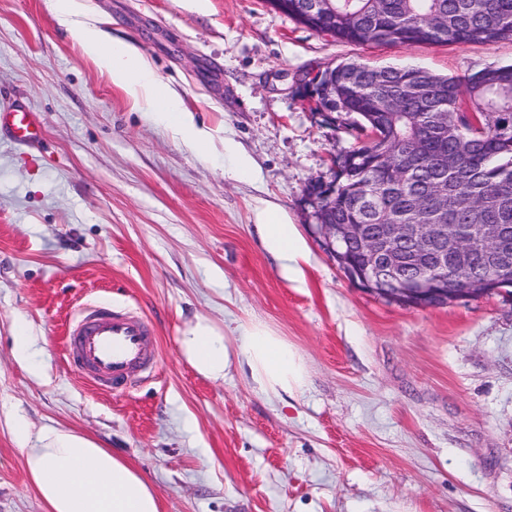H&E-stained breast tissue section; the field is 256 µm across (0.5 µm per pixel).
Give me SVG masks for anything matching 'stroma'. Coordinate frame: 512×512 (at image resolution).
Wrapping results in <instances>:
<instances>
[{
	"instance_id": "35a3bbf8",
	"label": "stroma",
	"mask_w": 512,
	"mask_h": 512,
	"mask_svg": "<svg viewBox=\"0 0 512 512\" xmlns=\"http://www.w3.org/2000/svg\"><path fill=\"white\" fill-rule=\"evenodd\" d=\"M135 41L213 135L202 153L113 84L52 0H0V110L26 105L35 143L0 131V512H45L13 423L88 436L155 486L162 512H512V288L433 309L355 287L309 228L308 184L358 146L298 84L356 59L463 76L512 41L354 45L265 0H82ZM255 174L226 176L224 139ZM284 210L306 253L284 279L254 221ZM91 303L143 316L152 368L110 395L66 361ZM229 348L262 323L303 358L292 397L256 393L238 362L200 376L178 338L196 317ZM24 331L29 358L15 351Z\"/></svg>"
}]
</instances>
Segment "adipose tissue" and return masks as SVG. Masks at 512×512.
Returning a JSON list of instances; mask_svg holds the SVG:
<instances>
[{"label":"adipose tissue","instance_id":"1","mask_svg":"<svg viewBox=\"0 0 512 512\" xmlns=\"http://www.w3.org/2000/svg\"><path fill=\"white\" fill-rule=\"evenodd\" d=\"M83 29L85 52L110 73L114 84L151 108L182 141L198 150L208 148L207 129L198 127L178 95L155 77L136 45L111 40L90 23ZM255 222L266 248L282 261L281 275L287 279L300 276L304 254L287 216L277 209L260 207ZM179 349L199 375L223 380L230 363L229 349L223 333L208 319L197 318L183 331ZM238 357L248 367L252 387L258 393L291 396L305 384L301 357L263 324H253L244 331ZM24 467L46 512H161L155 488L140 471L83 435L57 429L43 433L37 445L25 449Z\"/></svg>","mask_w":512,"mask_h":512}]
</instances>
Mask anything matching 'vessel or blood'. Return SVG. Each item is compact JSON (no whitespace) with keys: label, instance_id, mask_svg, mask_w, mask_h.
<instances>
[{"label":"vessel or blood","instance_id":"b4317fda","mask_svg":"<svg viewBox=\"0 0 512 512\" xmlns=\"http://www.w3.org/2000/svg\"><path fill=\"white\" fill-rule=\"evenodd\" d=\"M1 126L23 142H34L39 136L32 112L20 105L0 113ZM151 332L149 322L141 317L87 311L68 332V362L77 371L92 376L104 391L123 393L132 373L148 357L146 342Z\"/></svg>","mask_w":512,"mask_h":512}]
</instances>
